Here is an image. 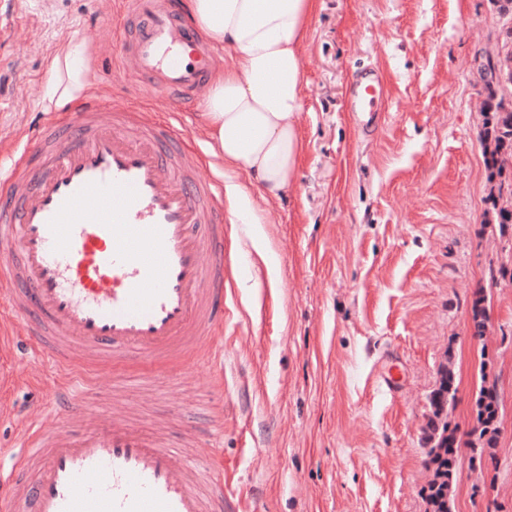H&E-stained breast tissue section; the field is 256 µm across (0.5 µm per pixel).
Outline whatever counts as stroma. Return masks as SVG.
I'll list each match as a JSON object with an SVG mask.
<instances>
[{
    "mask_svg": "<svg viewBox=\"0 0 512 512\" xmlns=\"http://www.w3.org/2000/svg\"><path fill=\"white\" fill-rule=\"evenodd\" d=\"M120 0H0V164L44 126L47 88L67 45L100 22L119 27ZM503 22L492 0H315L301 51L302 156L280 200L228 197L229 271L237 280L217 341L223 371L128 364L92 411L123 405L146 427L166 423L196 457L224 430L217 467L245 512H428L425 426L442 365L456 377L448 424H476L482 382L496 384L501 431L482 460L460 448L451 512H512V229L486 223L490 185L481 133L479 56ZM384 79V117L363 134L347 108L358 65ZM119 43L83 53L85 93L153 117L159 91L118 81ZM187 142L198 173L230 185L245 172L209 154L199 119ZM484 288L490 321L472 336ZM55 382L22 322L0 321V469Z\"/></svg>",
    "mask_w": 512,
    "mask_h": 512,
    "instance_id": "1",
    "label": "stroma"
}]
</instances>
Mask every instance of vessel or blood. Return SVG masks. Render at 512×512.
Returning a JSON list of instances; mask_svg holds the SVG:
<instances>
[{"label": "vessel or blood", "instance_id": "b4317fda", "mask_svg": "<svg viewBox=\"0 0 512 512\" xmlns=\"http://www.w3.org/2000/svg\"><path fill=\"white\" fill-rule=\"evenodd\" d=\"M121 55L137 89L165 96V117L129 131L97 99L53 113L0 177V300L28 322L32 347L61 377L48 420L34 422L1 484L17 512H241L214 465H199L120 408L87 416L86 395L132 359L161 363L224 324V183L173 124L209 90L212 52L183 0H126ZM383 80L365 68L350 110L371 131ZM206 228L200 237L198 228Z\"/></svg>", "mask_w": 512, "mask_h": 512}]
</instances>
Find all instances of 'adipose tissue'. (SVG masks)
Wrapping results in <instances>:
<instances>
[{
  "mask_svg": "<svg viewBox=\"0 0 512 512\" xmlns=\"http://www.w3.org/2000/svg\"><path fill=\"white\" fill-rule=\"evenodd\" d=\"M202 34L232 47L233 68L216 70L201 126L212 156L250 178L235 195L280 199L301 156L300 48L314 0H190Z\"/></svg>",
  "mask_w": 512,
  "mask_h": 512,
  "instance_id": "adipose-tissue-1",
  "label": "adipose tissue"
}]
</instances>
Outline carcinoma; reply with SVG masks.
Here are the masks:
<instances>
[{"label":"carcinoma","mask_w":512,"mask_h":512,"mask_svg":"<svg viewBox=\"0 0 512 512\" xmlns=\"http://www.w3.org/2000/svg\"><path fill=\"white\" fill-rule=\"evenodd\" d=\"M496 57L504 65V79L486 85L483 112L487 120L483 144L488 181L497 188V193L489 198L491 212L495 223L505 228L512 224V31L503 34ZM488 320L487 297L480 291L472 304L473 336H484ZM439 374L437 388L429 398L431 415L427 421L428 441L432 443L428 456L433 466L427 495L429 512H448L452 475L460 449L456 431L449 429L448 422L443 420L447 407L456 401L455 375L446 366L439 370ZM474 407L478 426L469 432L468 445L481 455L485 449L495 447L500 431L495 385L481 386Z\"/></svg>","instance_id":"1"}]
</instances>
